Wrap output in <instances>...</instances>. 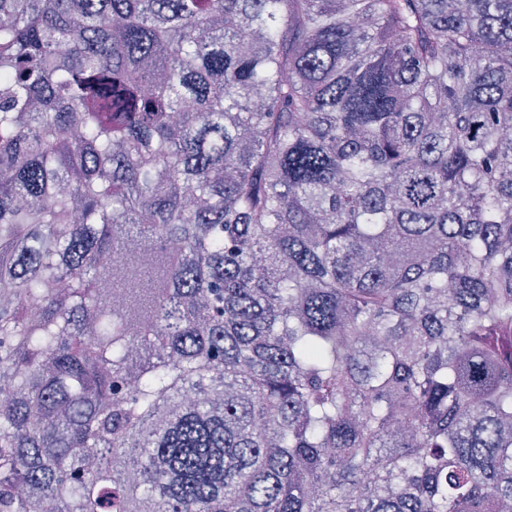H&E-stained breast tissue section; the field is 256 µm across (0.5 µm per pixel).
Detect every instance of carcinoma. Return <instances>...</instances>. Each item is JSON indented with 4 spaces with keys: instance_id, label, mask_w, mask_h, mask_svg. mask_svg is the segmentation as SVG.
Instances as JSON below:
<instances>
[{
    "instance_id": "obj_1",
    "label": "carcinoma",
    "mask_w": 512,
    "mask_h": 512,
    "mask_svg": "<svg viewBox=\"0 0 512 512\" xmlns=\"http://www.w3.org/2000/svg\"><path fill=\"white\" fill-rule=\"evenodd\" d=\"M0 512H512V0H0Z\"/></svg>"
}]
</instances>
